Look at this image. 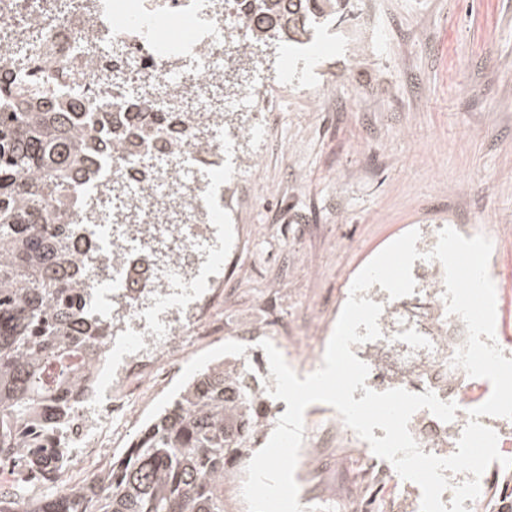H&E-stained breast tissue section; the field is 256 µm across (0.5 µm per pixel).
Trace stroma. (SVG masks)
I'll return each instance as SVG.
<instances>
[{
  "label": "stroma",
  "instance_id": "obj_1",
  "mask_svg": "<svg viewBox=\"0 0 512 512\" xmlns=\"http://www.w3.org/2000/svg\"><path fill=\"white\" fill-rule=\"evenodd\" d=\"M373 25L368 41L349 20L319 48L290 44L336 107L312 109V75L296 69L265 139L239 144L256 174L230 205L224 244L237 256L214 317L254 324L271 300L297 324L406 232L468 221L500 230L496 328L512 336V0H384ZM240 356L227 337L198 350L115 433L113 456L196 373Z\"/></svg>",
  "mask_w": 512,
  "mask_h": 512
}]
</instances>
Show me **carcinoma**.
<instances>
[{
    "mask_svg": "<svg viewBox=\"0 0 512 512\" xmlns=\"http://www.w3.org/2000/svg\"><path fill=\"white\" fill-rule=\"evenodd\" d=\"M241 0L255 42L310 40L323 19L354 16L353 0ZM0 464L64 465L53 436L84 395L83 371L107 343V323L85 305L88 271L73 253L72 187L99 153L133 155L162 140L170 116L127 104L70 112L51 92L0 79ZM263 391L246 363L214 365L192 380L106 469L47 499L0 485V512H226L224 468L248 455L265 420Z\"/></svg>",
    "mask_w": 512,
    "mask_h": 512,
    "instance_id": "obj_1",
    "label": "carcinoma"
}]
</instances>
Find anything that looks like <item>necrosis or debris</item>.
Wrapping results in <instances>:
<instances>
[{"label": "necrosis or debris", "mask_w": 512, "mask_h": 512, "mask_svg": "<svg viewBox=\"0 0 512 512\" xmlns=\"http://www.w3.org/2000/svg\"><path fill=\"white\" fill-rule=\"evenodd\" d=\"M264 53L263 45L248 42L238 0H0V73L9 81L65 92L79 112L106 91L142 112L188 106L167 142L143 147L134 158L105 155L97 174L80 185L79 237L96 241L82 260L93 271L112 336L93 370L98 387L55 438L71 451L70 471H36L29 481L85 479L87 460L111 461L113 426L133 422L173 379L179 359L206 343L204 328L224 300V268L233 262L220 234L225 141L262 140L265 114L278 99L257 94L217 104L204 93L223 92L226 58L250 68ZM444 292L445 272L436 268L413 294L387 300L393 331L370 371L374 387L430 391L456 404L452 421L427 410L409 421L421 450L439 457L449 437L461 436L470 409L489 397L483 379L451 364L466 325L448 314ZM347 299L340 294L305 341L285 336L272 318L235 339L245 347L260 333L284 341L298 372L315 370ZM298 462V497L305 503L364 512L373 492L381 512H420V498L395 492L394 466L376 459L337 411L319 413ZM493 472L481 478L479 497L465 501L467 512H502L512 495V467L497 463Z\"/></svg>", "instance_id": "necrosis-or-debris-1"}]
</instances>
